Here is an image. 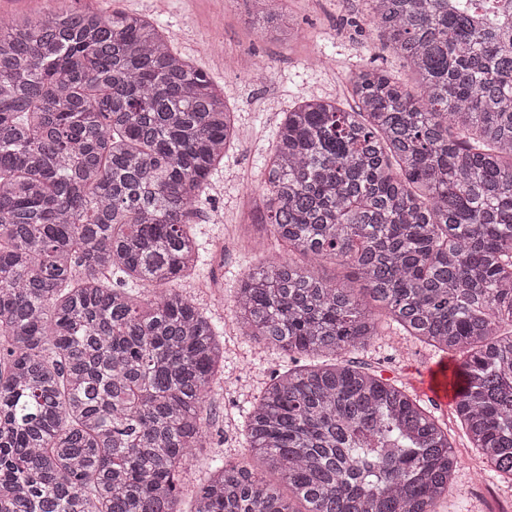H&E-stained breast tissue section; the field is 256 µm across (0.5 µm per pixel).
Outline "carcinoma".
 Returning a JSON list of instances; mask_svg holds the SVG:
<instances>
[{"instance_id": "1", "label": "carcinoma", "mask_w": 512, "mask_h": 512, "mask_svg": "<svg viewBox=\"0 0 512 512\" xmlns=\"http://www.w3.org/2000/svg\"><path fill=\"white\" fill-rule=\"evenodd\" d=\"M59 2L0 20V512H181L224 345L176 285L240 128L153 21ZM253 7L285 33L282 0ZM365 10L420 95L358 67L353 104L284 113L253 223L287 256L234 296L242 335L292 356L246 440L294 498L213 460L190 512H436L459 467L448 428L348 357L382 316L458 355L457 418L512 479V0Z\"/></svg>"}]
</instances>
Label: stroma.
<instances>
[{
	"label": "stroma",
	"instance_id": "obj_1",
	"mask_svg": "<svg viewBox=\"0 0 512 512\" xmlns=\"http://www.w3.org/2000/svg\"><path fill=\"white\" fill-rule=\"evenodd\" d=\"M96 8L106 15L122 10L157 21L174 48L223 88L224 100L243 130L193 219L206 261L197 275L179 284L222 328L226 377L207 396L211 442L177 481L182 507L189 512L192 492L210 458L248 457L244 411L289 362L284 352L251 343L238 333L232 303L238 278L273 257L260 227L248 225L247 217L265 189L263 170L284 112L303 96L347 101L348 75L360 65L385 67L406 84L411 76L403 61L384 50L378 32L363 23L364 0H288L299 35L284 42L266 40L254 15L236 9L231 0H98ZM321 55L331 58L332 66L310 65V58ZM357 357L405 385L413 371L433 365L442 354L387 325ZM434 414L447 426L460 459L437 512H506L512 507V482L494 476L475 482L468 465L477 455L454 411L438 408Z\"/></svg>",
	"mask_w": 512,
	"mask_h": 512
}]
</instances>
